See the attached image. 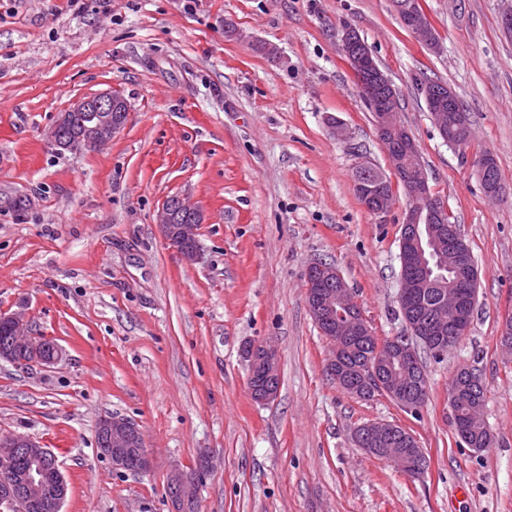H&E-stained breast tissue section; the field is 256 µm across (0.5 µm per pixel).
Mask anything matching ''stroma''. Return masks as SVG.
Here are the masks:
<instances>
[{
    "mask_svg": "<svg viewBox=\"0 0 512 512\" xmlns=\"http://www.w3.org/2000/svg\"><path fill=\"white\" fill-rule=\"evenodd\" d=\"M440 41L419 42L392 0H0V312L23 314L62 359L0 360V432L51 448L68 483L63 512H171L172 464L206 458L198 512H512V0H421ZM233 23L242 38L226 37ZM372 49L400 98L433 193L479 271L465 338L425 357L429 395L410 413L363 400L326 373L332 349L310 316L305 273L333 263L376 336L403 335L399 236L408 202L368 211L361 162L387 169L371 112L341 50ZM277 47L278 57L256 43ZM466 107L468 150L441 139L416 81ZM129 104L103 147L59 151L47 133L75 99ZM490 152L489 199L466 154ZM172 196L203 214L202 258L161 236ZM280 356L274 400L253 399L246 347ZM478 370L494 435L478 452L448 408L456 369ZM136 422L152 456L119 472L96 444L100 419ZM390 422L427 469L412 478L353 441Z\"/></svg>",
    "mask_w": 512,
    "mask_h": 512,
    "instance_id": "obj_1",
    "label": "stroma"
}]
</instances>
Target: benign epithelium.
Masks as SVG:
<instances>
[{
  "mask_svg": "<svg viewBox=\"0 0 512 512\" xmlns=\"http://www.w3.org/2000/svg\"><path fill=\"white\" fill-rule=\"evenodd\" d=\"M397 15L416 39L425 41L431 48L437 47L438 39L431 33L420 0L398 5ZM342 49L352 72L373 77L370 82L360 83L361 92L373 110L374 126L386 147L389 169L409 201L403 226L408 245L416 252L422 251L425 243L438 250L450 240L454 228L445 221L447 204L429 190L426 169L422 167L410 172L403 168L402 128L395 114L381 105L382 95L396 98L397 90L358 34L345 32ZM127 110V102L110 92L76 100L62 118H68L70 112H83L90 120L91 132L63 144V148L74 151L105 144L96 139L94 130L102 128L115 134L124 125ZM160 228L166 243L177 249L187 262L199 259L197 225L162 224ZM306 296L310 315L319 327L335 322L345 332L373 335L354 293L336 269L322 262L309 265ZM0 326L14 332L11 347L0 350L1 360L18 366H48L60 360L61 351L57 344L44 336L33 335L22 315L0 313ZM420 330L435 337L438 345L443 346L459 341L466 334L468 324L458 318L447 321L429 316L421 323ZM248 358L249 378L259 376L265 381L255 397L259 401L273 399L276 396L274 384L280 376L277 349L260 341L249 349ZM392 361V356L382 350V342L376 341L374 362L368 366L369 374L377 375L380 367L390 369ZM98 432L105 447L103 456L111 462L113 469L125 471L132 463L141 473L149 471L150 458L138 425L126 418L108 415L100 419ZM208 470L206 461L195 473L188 474L178 467L171 470L168 494L178 512L194 501L200 477ZM67 493V481L51 449L27 436L0 433V512H61Z\"/></svg>",
  "mask_w": 512,
  "mask_h": 512,
  "instance_id": "benign-epithelium-1",
  "label": "benign epithelium"
}]
</instances>
